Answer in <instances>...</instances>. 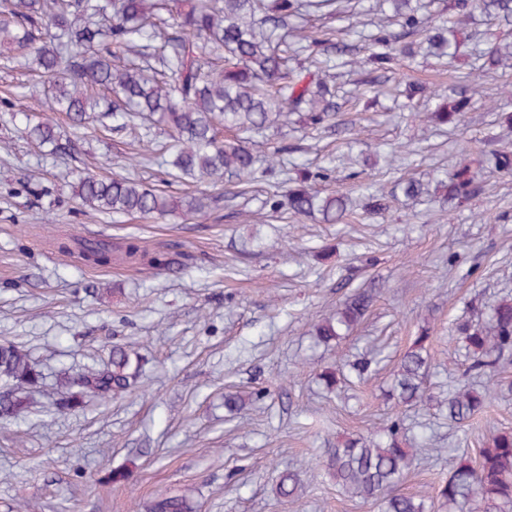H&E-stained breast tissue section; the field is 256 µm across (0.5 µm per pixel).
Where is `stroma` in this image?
I'll list each match as a JSON object with an SVG mask.
<instances>
[{"label": "stroma", "instance_id": "35a3bbf8", "mask_svg": "<svg viewBox=\"0 0 512 512\" xmlns=\"http://www.w3.org/2000/svg\"><path fill=\"white\" fill-rule=\"evenodd\" d=\"M420 5L429 24L453 26L459 46L450 74H442L441 58L418 54L402 66V83L380 84L366 112L351 93L376 76L351 53L328 81L337 120L355 123L357 143L295 122L251 140L257 155L285 144L291 161L332 168L323 192L355 199L371 184L382 209L357 210L345 224L265 207L284 191L276 173L236 198L225 196L223 183L197 184L212 197L203 221L86 213L73 187L87 175L160 181L175 196L193 188L141 158L138 131L70 132L64 154L51 155L27 137L22 120L0 112V339L25 345L49 378L100 366L110 344L133 346L143 361L136 387L121 398L60 414L41 397L24 421L0 426V512L21 500L35 512H146L165 492L188 495L199 512H378L336 486L324 449L399 420L409 442L434 450L401 485L417 493L445 480L459 456L477 460L489 428L512 429V354L498 370L491 406L468 426L450 425L439 405L473 380L453 322L471 306L512 296V176L484 170L485 195L453 211L406 200L398 186L408 178L434 183L460 154L476 159L512 143V68L485 81L461 130L412 120L411 112L428 115L435 106L399 89L439 80L457 86L474 65L472 45L512 42V26L478 10L457 16L451 0ZM33 77L25 64L0 69V100L42 113ZM73 229L115 241L136 236L151 254L173 247L181 264L92 269L55 247ZM357 289L374 293L364 321L339 344L316 343L315 324ZM425 327L432 402L416 410L385 402L394 367ZM370 351L365 380L327 387L322 374L337 357ZM253 390L260 399L236 414L225 409V392ZM113 470L128 471V479L106 483ZM285 470L300 480L299 500L274 492Z\"/></svg>", "mask_w": 512, "mask_h": 512}]
</instances>
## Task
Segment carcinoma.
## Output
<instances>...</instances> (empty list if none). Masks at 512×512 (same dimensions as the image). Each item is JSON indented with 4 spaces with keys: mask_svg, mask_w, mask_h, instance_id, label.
I'll list each match as a JSON object with an SVG mask.
<instances>
[{
    "mask_svg": "<svg viewBox=\"0 0 512 512\" xmlns=\"http://www.w3.org/2000/svg\"><path fill=\"white\" fill-rule=\"evenodd\" d=\"M363 0H0V44H9L13 56L33 57L48 77V110L61 112L73 129L85 127L92 114H102L123 128L148 118L166 126L175 151L165 164L193 181H224V192L244 194L256 174L257 157L247 145L249 137L276 124L288 125L300 114L304 125L318 129L335 114L334 92L323 79L326 62H300L316 42L297 20L311 14L362 15ZM390 6L410 28L422 25L414 0H380V12ZM481 8L487 15L512 24V0H454L460 16ZM361 64L393 73L401 50L386 26L372 22ZM485 62L481 76L491 77L512 60V44L495 45L479 52ZM471 98H441L431 117L459 125L465 121ZM27 136L37 144L60 148L58 126L50 118L35 123L26 119ZM286 145L265 157L266 171L288 177ZM494 169L512 174V149L491 155ZM448 204L460 205L484 191L481 171L463 159L437 181ZM84 209L112 215H202L204 197L185 195L176 201L156 186L128 177L87 176L75 186ZM286 202L269 199L270 207L286 208L296 217L322 215L326 224L341 223L353 210L344 195H322L307 185L290 188ZM58 249L77 255L87 267L112 263L138 268L145 260L154 267L172 269L177 262L164 253L154 256L137 237L119 243L101 238L71 236ZM372 294L358 289L346 296L336 316L316 325V335L330 342L348 334L369 311ZM453 335L466 351L469 370L492 380L505 354H512V297L487 309L475 306L472 314L454 323ZM414 339L393 371L389 397L411 408L431 400L426 380L429 371L425 342ZM142 370V358L129 346L113 345L107 362L71 376L57 378L49 393L57 412L80 409L91 399L108 402L131 389ZM44 377L25 346L0 340V421L24 420L33 405L32 394L43 387ZM493 389L485 384L477 392L466 385L448 392L444 404L448 421L463 426L487 407ZM423 453L404 448L400 424L394 420L378 431L347 439L325 450L326 468L343 493L382 512H512V430H493L479 449L478 460L464 457L448 470V478L432 492L406 494L398 490L405 474ZM277 494L299 495L296 475L282 473ZM147 512H197L185 494L155 497Z\"/></svg>",
    "mask_w": 512,
    "mask_h": 512,
    "instance_id": "obj_1",
    "label": "carcinoma"
}]
</instances>
